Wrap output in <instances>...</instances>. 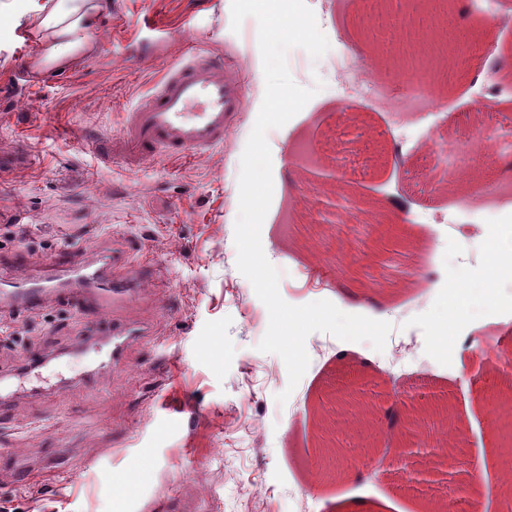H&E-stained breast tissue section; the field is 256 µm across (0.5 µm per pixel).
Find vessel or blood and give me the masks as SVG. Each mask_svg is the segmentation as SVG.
Masks as SVG:
<instances>
[{"mask_svg":"<svg viewBox=\"0 0 512 512\" xmlns=\"http://www.w3.org/2000/svg\"><path fill=\"white\" fill-rule=\"evenodd\" d=\"M240 107V87L226 75L224 63L191 49L128 113L107 157L134 169L159 157L201 156L223 145L227 126ZM108 268L73 253L61 254L51 268L0 280V309L35 310L60 303L98 319L125 306L135 292L133 281L109 274ZM142 333L138 324L113 323L110 363L119 364L126 345Z\"/></svg>","mask_w":512,"mask_h":512,"instance_id":"obj_1","label":"vessel or blood"}]
</instances>
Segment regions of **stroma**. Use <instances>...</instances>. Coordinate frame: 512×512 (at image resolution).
<instances>
[{
    "label": "stroma",
    "mask_w": 512,
    "mask_h": 512,
    "mask_svg": "<svg viewBox=\"0 0 512 512\" xmlns=\"http://www.w3.org/2000/svg\"><path fill=\"white\" fill-rule=\"evenodd\" d=\"M99 25L90 32L95 51L77 67L41 70V83L13 92L15 73L40 51L27 32L16 41L9 19H0V152L26 151L27 166L0 181V271L45 267L73 251L111 258L129 255L124 276L139 282L142 261L161 272L160 287H144L115 318L142 320L152 334L128 346L123 369L83 381L108 346L85 349L94 330L75 311L54 304L0 314V324L21 329L20 342L0 339V378L41 354L51 362L45 381L16 394L0 429V507L6 512H162L176 500L189 512H417L453 497L459 486L480 482L482 512H512L499 481L501 460L488 459L492 440L512 443L490 420L495 400L512 398V280H483L494 231L472 251L465 332L452 354L435 348V314L454 278L449 219L484 221L486 201L464 199L441 168L466 169L474 185L512 193V77L503 53L512 52V0H448L446 17L491 51L477 75L456 72L438 93L441 108L407 104L405 51L370 36L360 0H306L330 48L312 58L288 50L293 80L315 94L284 126L269 129L274 161L271 221L263 222L262 247L279 271L281 297L294 306L318 300L342 312L391 323L405 368L392 377L369 342H348L325 332L306 339L307 371L286 403L288 373L276 354L263 353L269 313L236 267L241 157L265 92L258 23L245 18L231 29V0H102ZM165 26L164 38L141 42L142 16ZM199 45L234 65L243 86V109L223 146L192 160L158 159L132 171L104 164L90 139H112L126 112L160 80L187 47ZM349 51L375 66L384 103L342 100L335 57ZM495 140L488 157L484 144ZM317 142L314 166L291 154ZM427 141L442 151H424ZM466 144L459 152L458 144ZM345 181L351 194L380 200L396 216L381 234L355 227L350 246L337 252L334 228L316 227L303 201L327 206L323 179ZM412 269L408 288L387 279ZM408 404L434 394L460 423L452 467L433 484L408 489L410 468L394 435L378 439L371 460L343 455L349 477L311 480L314 447L323 432L321 396L351 373ZM63 374L60 392L49 380ZM491 376L494 388L469 384ZM60 456L79 473L72 480L42 472L16 475L19 461L38 464ZM481 461L472 470L469 459ZM134 472L132 492L116 482Z\"/></svg>",
    "instance_id": "1"
}]
</instances>
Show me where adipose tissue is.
<instances>
[{
    "label": "adipose tissue",
    "mask_w": 512,
    "mask_h": 512,
    "mask_svg": "<svg viewBox=\"0 0 512 512\" xmlns=\"http://www.w3.org/2000/svg\"><path fill=\"white\" fill-rule=\"evenodd\" d=\"M101 0H0V16H10L13 27L36 29L41 34L39 67L75 65L90 53L88 32L97 25Z\"/></svg>",
    "instance_id": "adipose-tissue-1"
}]
</instances>
